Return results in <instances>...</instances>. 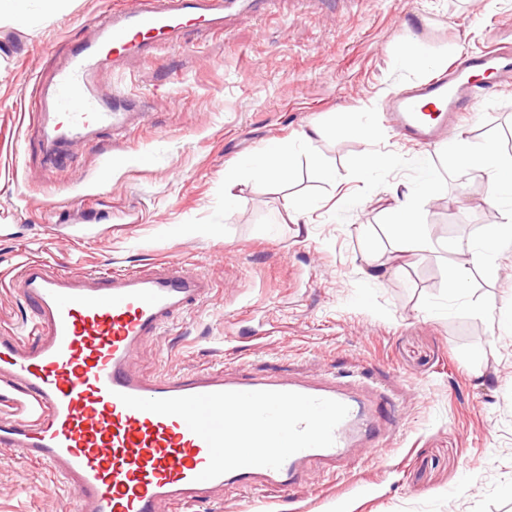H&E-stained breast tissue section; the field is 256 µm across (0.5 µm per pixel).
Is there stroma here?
<instances>
[{
  "instance_id": "35a3bbf8",
  "label": "stroma",
  "mask_w": 512,
  "mask_h": 512,
  "mask_svg": "<svg viewBox=\"0 0 512 512\" xmlns=\"http://www.w3.org/2000/svg\"><path fill=\"white\" fill-rule=\"evenodd\" d=\"M119 3L22 0L21 18L0 20V272L26 258L87 279L192 266L211 282L209 298L145 342L135 372L277 367L311 382L340 373L384 385L404 425L373 462L350 463L359 484L377 490L349 499L345 512H512V322L470 310L490 299L512 315V240L494 270H472L465 293L449 286L458 243L504 223L512 202L487 205L444 143L401 141L382 117L396 93L512 27V0H276L267 16L191 31L189 47L104 63L97 85L137 94L149 112L125 138L104 132L64 166L49 165L27 136L32 84ZM409 43L428 67H398L396 51ZM355 116L373 127L371 139H300ZM461 128L473 147L512 133V86ZM275 143L293 153L290 174L254 180L251 162ZM367 153L380 159L368 173L359 166ZM315 157L335 180L317 176ZM430 168L447 197L439 208L419 200L429 251L371 274L370 259L394 248L393 188L419 184ZM229 171L243 207L224 202ZM301 202L305 218L290 220L287 205ZM32 315L0 279V328L34 343ZM310 475L312 486L266 487L251 500L232 486L214 490L199 512H335L333 475ZM66 496L45 467L0 450V512H63Z\"/></svg>"
}]
</instances>
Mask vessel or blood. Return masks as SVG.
<instances>
[{"instance_id": "b4317fda", "label": "vessel or blood", "mask_w": 512, "mask_h": 512, "mask_svg": "<svg viewBox=\"0 0 512 512\" xmlns=\"http://www.w3.org/2000/svg\"><path fill=\"white\" fill-rule=\"evenodd\" d=\"M270 0H124L99 16L94 40L73 48L49 83H36L28 130L51 163L69 150L115 131L142 110L121 89L92 82L103 58L185 45L193 29H218L225 16L264 10ZM480 70L485 81L460 82ZM512 83V63L499 46L465 54L415 89L399 93L386 120L405 138L429 147L444 128L473 119L479 106ZM35 304L37 343L24 345L0 332V447L45 466L69 489L66 512H159L166 504L184 512L218 486L244 491L261 486L289 490L305 483L312 466L344 469L351 449L389 445L387 424L396 419L391 397L380 389L360 395L329 381L308 384L278 373L263 376L200 374L144 378L130 368L136 349L159 336L175 312L210 292L200 274L161 263L149 271L101 275L93 287L25 260L12 279ZM286 391L344 403L346 418L335 442L289 457L280 469L243 467L200 480L209 463L206 442L177 416L125 406L122 395L165 399L214 392Z\"/></svg>"}]
</instances>
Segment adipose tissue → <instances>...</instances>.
Returning a JSON list of instances; mask_svg holds the SVG:
<instances>
[{"instance_id": "1", "label": "adipose tissue", "mask_w": 512, "mask_h": 512, "mask_svg": "<svg viewBox=\"0 0 512 512\" xmlns=\"http://www.w3.org/2000/svg\"><path fill=\"white\" fill-rule=\"evenodd\" d=\"M448 156L451 161L482 173L486 180L489 200L500 201L504 187L512 185V155L502 153L493 144L487 143L477 148L467 146L463 134H456L448 143ZM418 194L413 189L395 191L393 194V212L396 220L392 233L396 247L389 259L392 269H401L406 259L426 249L419 224ZM512 238L511 224H491L485 230L479 242L459 246V259L455 265L456 282H463L470 269L493 268L500 242Z\"/></svg>"}]
</instances>
